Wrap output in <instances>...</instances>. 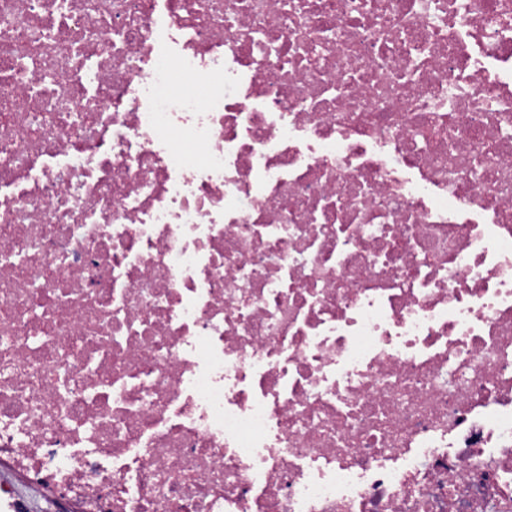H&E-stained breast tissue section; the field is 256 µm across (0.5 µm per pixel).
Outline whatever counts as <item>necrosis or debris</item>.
Segmentation results:
<instances>
[{"instance_id":"obj_1","label":"necrosis or debris","mask_w":512,"mask_h":512,"mask_svg":"<svg viewBox=\"0 0 512 512\" xmlns=\"http://www.w3.org/2000/svg\"><path fill=\"white\" fill-rule=\"evenodd\" d=\"M0 468L512 512V0H0Z\"/></svg>"}]
</instances>
